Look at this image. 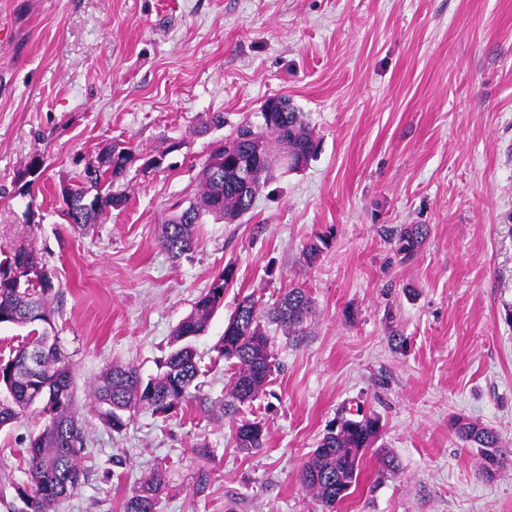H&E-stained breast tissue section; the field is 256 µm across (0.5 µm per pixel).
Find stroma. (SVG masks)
<instances>
[{
	"label": "stroma",
	"mask_w": 512,
	"mask_h": 512,
	"mask_svg": "<svg viewBox=\"0 0 512 512\" xmlns=\"http://www.w3.org/2000/svg\"><path fill=\"white\" fill-rule=\"evenodd\" d=\"M0 28V260L28 242L53 271L78 385L115 362L156 375L173 330L234 269L192 340L201 374L176 413L138 412L117 433L78 404L87 478L54 512H120L160 466V512H326L301 469L359 406L399 467L367 460L337 512H512V463L486 472L455 427L482 424L512 449V0H0ZM279 96L306 113L317 158L236 223L206 217L172 258L162 224L216 146ZM215 112L223 126H208ZM116 143L135 153L113 185L124 206L65 223L63 187ZM412 224L430 234L404 260L396 234ZM318 235L328 245L310 265ZM292 286L313 301L303 335L267 325L272 381L223 415L229 317L244 296L269 305ZM239 418L262 420L263 448H236ZM43 424L0 429V512Z\"/></svg>",
	"instance_id": "1"
}]
</instances>
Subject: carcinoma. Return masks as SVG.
<instances>
[{"instance_id":"carcinoma-1","label":"carcinoma","mask_w":512,"mask_h":512,"mask_svg":"<svg viewBox=\"0 0 512 512\" xmlns=\"http://www.w3.org/2000/svg\"><path fill=\"white\" fill-rule=\"evenodd\" d=\"M283 101L286 112H260L256 120H244L214 154L224 160L216 172L204 166L201 189L189 205L173 212L161 228L160 243L173 258L189 251L195 226L203 217L233 223L247 214L256 196L274 178L276 169L299 171L317 156L319 140L305 113L286 96L264 102ZM134 158L131 149L117 144L108 148L98 165L85 169L82 182L68 190L61 216L78 228L103 222L109 209L123 203V196L102 186L122 175ZM424 224L403 228L396 239V253L414 255L427 238ZM325 238L316 236L304 249L308 265L316 263ZM6 269L20 274L0 277V324L28 326V343L4 361L0 359V428L39 408L43 429L30 438L25 461L28 481L14 486L15 499L24 505L19 512H52L54 504L72 497L85 481L81 464L85 455L84 433L76 414L75 376L69 357L60 347L51 320L48 298L55 289L45 261L29 245L15 249ZM233 279L227 266L194 304L192 312L176 327L172 350L156 375L144 379L130 364H113L90 384L87 396L101 422L114 431L125 426V414L149 410L168 414L187 401L198 376L196 353L190 340L203 334L214 311L224 302V292ZM308 291L293 287L269 309L251 296L238 303L224 329L218 353L232 369L222 410L233 415L264 391L273 373L270 337L262 319L277 324L290 336L304 332L310 313ZM381 420L374 414L345 417L341 431L327 427L317 448L302 468V481L329 508L357 487L366 453L379 440ZM457 433L480 448L487 469L504 466L507 453L498 435L473 422H458ZM263 426L254 421L238 424L235 443L244 453L263 447ZM167 475L155 472L133 487L122 512H159Z\"/></svg>"}]
</instances>
